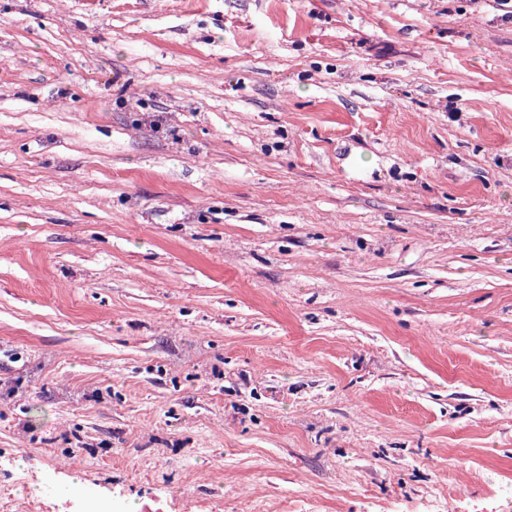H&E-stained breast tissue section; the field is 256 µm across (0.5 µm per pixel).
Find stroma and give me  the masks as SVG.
Here are the masks:
<instances>
[{
    "label": "stroma",
    "instance_id": "1",
    "mask_svg": "<svg viewBox=\"0 0 512 512\" xmlns=\"http://www.w3.org/2000/svg\"><path fill=\"white\" fill-rule=\"evenodd\" d=\"M0 500L512 512V13L0 0Z\"/></svg>",
    "mask_w": 512,
    "mask_h": 512
}]
</instances>
